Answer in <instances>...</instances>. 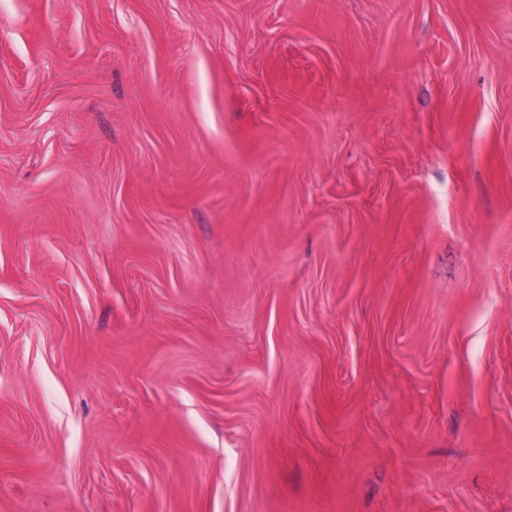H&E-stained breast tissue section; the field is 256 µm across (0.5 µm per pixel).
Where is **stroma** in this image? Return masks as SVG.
<instances>
[{
  "instance_id": "stroma-1",
  "label": "stroma",
  "mask_w": 512,
  "mask_h": 512,
  "mask_svg": "<svg viewBox=\"0 0 512 512\" xmlns=\"http://www.w3.org/2000/svg\"><path fill=\"white\" fill-rule=\"evenodd\" d=\"M0 512H512V0H0Z\"/></svg>"
}]
</instances>
